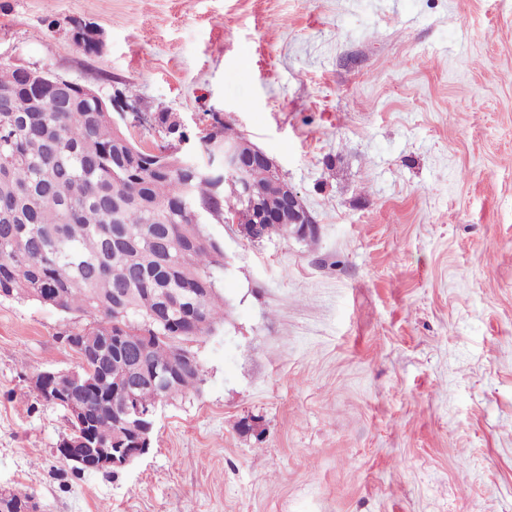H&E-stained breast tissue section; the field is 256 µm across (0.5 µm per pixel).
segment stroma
Masks as SVG:
<instances>
[{"mask_svg": "<svg viewBox=\"0 0 512 512\" xmlns=\"http://www.w3.org/2000/svg\"><path fill=\"white\" fill-rule=\"evenodd\" d=\"M96 26L89 53L70 22ZM0 61L272 157L313 238L224 249L198 392L76 473L31 380L78 317L0 300V488L41 512H512V0H0Z\"/></svg>", "mask_w": 512, "mask_h": 512, "instance_id": "stroma-1", "label": "stroma"}]
</instances>
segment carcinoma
<instances>
[{
  "instance_id": "1",
  "label": "carcinoma",
  "mask_w": 512,
  "mask_h": 512,
  "mask_svg": "<svg viewBox=\"0 0 512 512\" xmlns=\"http://www.w3.org/2000/svg\"><path fill=\"white\" fill-rule=\"evenodd\" d=\"M88 25L74 20L71 34L93 51ZM0 298L36 301L89 318L62 342L89 328L104 337L92 384L77 388L89 404H112L137 359L127 337H150L147 361L168 366L189 351L186 343L214 332L224 320L218 274L221 245L205 231L239 206L220 184L224 141L240 138L214 119L198 136L207 161L182 151L152 154L133 143L112 113L94 111L78 94L40 102L17 86L0 65ZM161 130L186 140L179 116L158 113ZM288 234L286 224H262L249 237L260 242ZM178 294L200 314L189 333L180 315L155 322L161 305ZM202 373L189 370L166 391L169 399L197 388ZM106 443L116 434L112 410L91 419ZM33 494L8 491L9 512H27Z\"/></svg>"
}]
</instances>
